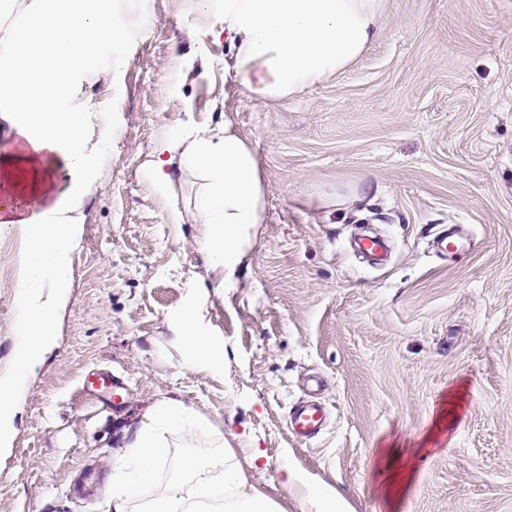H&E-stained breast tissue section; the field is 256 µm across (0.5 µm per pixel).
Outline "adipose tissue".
<instances>
[{"label":"adipose tissue","mask_w":512,"mask_h":512,"mask_svg":"<svg viewBox=\"0 0 512 512\" xmlns=\"http://www.w3.org/2000/svg\"><path fill=\"white\" fill-rule=\"evenodd\" d=\"M387 0H203L216 12L232 54L224 65L255 100L292 99L347 71L376 41ZM0 116L16 135L14 153L0 156V179L31 196L43 192L48 166L63 152L73 176L63 198L26 224L28 249L15 296L20 325L12 372L0 378V451L11 448L16 406L29 375L56 343L58 313L69 301V253L81 227L73 213L90 190L82 171L105 159L91 144L88 109L74 105L79 84L99 67L105 41L114 38L111 0H0ZM201 172L195 215L209 228L205 251L213 266L233 275L248 226L264 223L265 187L258 157L232 123L213 131L170 133L157 150L150 175L165 190L173 169ZM198 310L187 305L170 319L190 364L218 372L224 345L198 330ZM202 422L183 403L156 404L113 465L107 512H284L259 491L251 470L260 451L242 463L223 437L212 456L170 457L168 437L193 436ZM174 479L158 492L159 468Z\"/></svg>","instance_id":"obj_1"}]
</instances>
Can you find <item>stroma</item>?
I'll return each instance as SVG.
<instances>
[{
  "mask_svg": "<svg viewBox=\"0 0 512 512\" xmlns=\"http://www.w3.org/2000/svg\"><path fill=\"white\" fill-rule=\"evenodd\" d=\"M112 3L126 34L75 95L108 163L76 213L56 346L0 456V512H104L113 459L164 399L205 421L195 452L216 433L239 457L259 449L254 481L285 512H316L285 464L344 512H512V0H388L347 72L266 105L225 78L212 12ZM228 120L266 187L231 288L196 221L200 173L162 192L147 176L165 136ZM356 185L371 194L336 205ZM454 225L467 247L436 252ZM365 232L391 240L385 265L354 251ZM24 248L0 223V377ZM192 300L223 371L189 365L173 338L168 317ZM106 371L116 407L83 387ZM312 387L329 419L301 439L289 411Z\"/></svg>",
  "mask_w": 512,
  "mask_h": 512,
  "instance_id": "35a3bbf8",
  "label": "stroma"
}]
</instances>
